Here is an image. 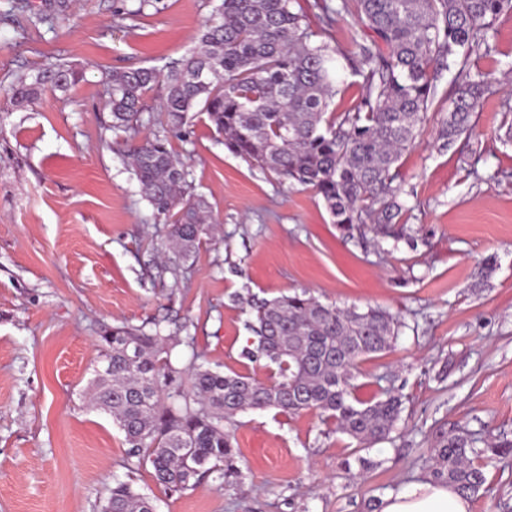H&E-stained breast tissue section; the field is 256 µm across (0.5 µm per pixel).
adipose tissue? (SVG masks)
I'll return each mask as SVG.
<instances>
[{"label":"adipose tissue","instance_id":"ef3b65f1","mask_svg":"<svg viewBox=\"0 0 512 512\" xmlns=\"http://www.w3.org/2000/svg\"><path fill=\"white\" fill-rule=\"evenodd\" d=\"M380 512H470V501L451 486L424 479L385 497Z\"/></svg>","mask_w":512,"mask_h":512}]
</instances>
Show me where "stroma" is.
I'll list each match as a JSON object with an SVG mask.
<instances>
[{
  "label": "stroma",
  "instance_id": "obj_1",
  "mask_svg": "<svg viewBox=\"0 0 512 512\" xmlns=\"http://www.w3.org/2000/svg\"><path fill=\"white\" fill-rule=\"evenodd\" d=\"M220 2L69 0L61 22L54 0L24 9L0 0V512H100L119 482L153 498L157 512H368L428 476L440 436L465 428L512 439V143L499 138L512 103L501 82L512 73V12L493 26L495 52L470 65L497 80L474 114L477 136L439 149L441 103L400 161L417 249L343 239L312 189L232 154L206 114L192 112L189 137L172 148L219 232L184 260L159 253L152 209L118 155L107 75L166 69L195 47ZM119 5L137 17L115 21ZM311 24L320 40L357 54L353 16ZM61 59L79 71L76 84L13 106L18 77ZM487 262L495 269L483 280ZM302 291L402 321L393 349L364 359L356 378L361 399L403 395L391 439L362 448L317 412L248 410L235 418L240 475L165 494L150 467L127 461L111 416L82 397L100 365L101 325L156 322L180 340L175 366L195 357L265 379L271 368L242 355L244 299ZM503 500L512 502V463L495 462L471 512H498Z\"/></svg>",
  "mask_w": 512,
  "mask_h": 512
}]
</instances>
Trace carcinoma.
Returning a JSON list of instances; mask_svg holds the SVG:
<instances>
[{
  "label": "carcinoma",
  "mask_w": 512,
  "mask_h": 512,
  "mask_svg": "<svg viewBox=\"0 0 512 512\" xmlns=\"http://www.w3.org/2000/svg\"><path fill=\"white\" fill-rule=\"evenodd\" d=\"M298 0H222L203 23L198 47L161 72L130 67L108 75L112 128L129 134L123 153L141 195L164 225V244L189 258L211 235L209 206L190 194L185 163L170 138L186 134L187 114L203 112L232 153L284 181L312 188L345 239L367 245L391 237L417 248L416 231L402 223L396 183L402 156L414 149L428 111L443 101L428 74L433 62L458 69L439 148L475 134L474 113L489 91L471 59L491 53L489 32L512 0H318L320 19L342 13L364 32L349 65L363 77L360 100L328 112L341 92L333 63L341 51L317 40ZM76 72L55 63L34 81L18 78L19 107L42 87L65 91ZM157 114L143 119L147 99ZM153 136L135 143L143 122ZM254 319L251 362L266 359L276 375L220 373L195 363L175 367L168 337L142 327L108 326L97 336L98 358L111 366L88 386L89 403L124 432L128 455L150 464L165 493H181L202 477L224 482L239 473L233 445L235 416L250 409L285 415L317 411L361 447L390 439L403 411L402 395L362 400L354 383L359 363L391 350L401 322L388 310L342 308L302 294L248 301ZM482 439L460 429L437 440L429 477L475 496L484 468L512 460V441L478 447ZM153 500L127 483L109 490L102 512H149Z\"/></svg>",
  "instance_id": "carcinoma-1"
}]
</instances>
